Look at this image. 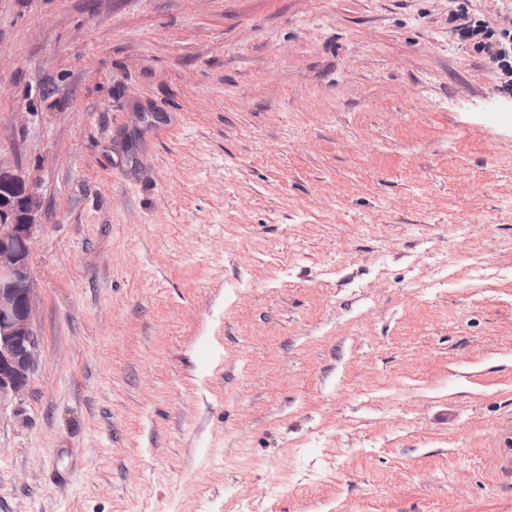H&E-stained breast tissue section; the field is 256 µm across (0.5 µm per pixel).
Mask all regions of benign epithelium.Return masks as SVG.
Returning a JSON list of instances; mask_svg holds the SVG:
<instances>
[{"instance_id":"7a95c632","label":"benign epithelium","mask_w":512,"mask_h":512,"mask_svg":"<svg viewBox=\"0 0 512 512\" xmlns=\"http://www.w3.org/2000/svg\"><path fill=\"white\" fill-rule=\"evenodd\" d=\"M1 185H24L22 202L0 201V401L22 393L39 348L35 291L29 271L31 245L42 225L35 188L15 169L0 165Z\"/></svg>"}]
</instances>
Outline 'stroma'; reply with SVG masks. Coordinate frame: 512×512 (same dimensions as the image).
I'll use <instances>...</instances> for the list:
<instances>
[{"instance_id": "stroma-1", "label": "stroma", "mask_w": 512, "mask_h": 512, "mask_svg": "<svg viewBox=\"0 0 512 512\" xmlns=\"http://www.w3.org/2000/svg\"><path fill=\"white\" fill-rule=\"evenodd\" d=\"M460 6L512 0H0L44 212L0 512H512V89Z\"/></svg>"}]
</instances>
